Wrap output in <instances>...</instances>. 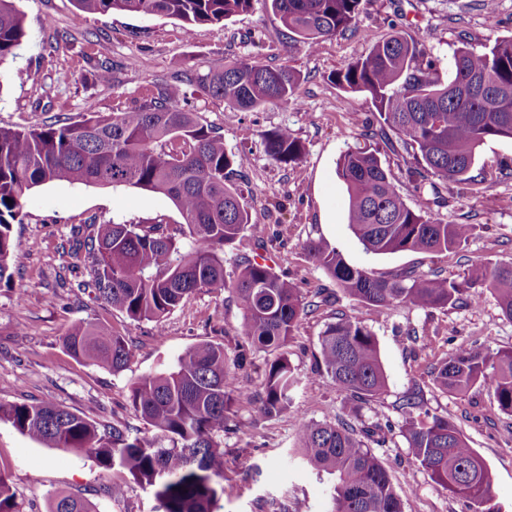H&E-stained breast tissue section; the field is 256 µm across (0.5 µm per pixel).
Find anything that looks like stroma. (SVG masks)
Returning <instances> with one entry per match:
<instances>
[{"mask_svg":"<svg viewBox=\"0 0 512 512\" xmlns=\"http://www.w3.org/2000/svg\"><path fill=\"white\" fill-rule=\"evenodd\" d=\"M27 38L15 57L0 63V126L30 128L57 120H80L87 106L104 114L134 108L155 84L188 73L202 75L226 60L256 58L301 74L298 102L251 112H228L224 104L195 91L188 108L223 135L225 149L246 154L247 167L230 177L241 186L252 223L224 248V277L234 281L242 258H261L295 288L330 304L305 316L287 352L299 379L290 412L258 416L252 401L272 353L248 346L240 333L242 310L227 290L201 292L170 313L163 330L136 322L96 299L86 284L92 259L71 252L72 227L84 224H150L182 217L165 195L137 188L52 183L25 197L27 216L14 225L13 285L0 288V401L50 403L108 424H136L127 401L139 376L173 369L189 347L211 341L224 346L228 363L246 362L240 380L250 392L232 408L224 431V496L216 512H328L334 478L308 469L296 448L297 417L332 422L351 404L315 365L319 338L344 313L359 318L375 335L387 389L365 409L369 423L392 425L374 452L388 470L407 512H469L466 504L433 484L415 465L400 433L398 403L421 390V411L448 418L469 440L493 475L501 512H512V416L484 390L466 396L442 393L430 374L460 344L512 348V320L496 298L485 294L474 307L422 309L395 305L377 310L349 297L306 257V242L335 247L351 266L387 277L405 270L461 275L481 265L512 262V139L491 138L478 149L475 183L449 184L440 218L469 224L466 244L453 252L387 255L365 253L347 224L348 200L336 176L347 149H378L407 203L417 195L401 154L367 138L375 122L370 96L348 93L331 77L367 52L371 43L396 31L426 40L439 83L452 75L457 48L476 51L495 38L512 36V0H499L488 16L482 0H361L356 28L320 41L316 48L291 39L267 0L220 24H205L186 36L180 20L130 13L90 15L74 23L75 0H21ZM109 60L114 78L102 82L98 64ZM285 128L304 146L298 163L272 160L264 147L268 131ZM102 322L124 336L133 360L115 373L73 358L63 345L79 321ZM431 337L415 345L411 332ZM0 472L9 481L20 512H49L63 493L92 502L96 512H158L151 490L131 477L103 470L84 454L45 448L0 422Z\"/></svg>","mask_w":512,"mask_h":512,"instance_id":"obj_1","label":"stroma"}]
</instances>
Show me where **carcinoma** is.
I'll use <instances>...</instances> for the list:
<instances>
[{
  "instance_id": "carcinoma-1",
  "label": "carcinoma",
  "mask_w": 512,
  "mask_h": 512,
  "mask_svg": "<svg viewBox=\"0 0 512 512\" xmlns=\"http://www.w3.org/2000/svg\"><path fill=\"white\" fill-rule=\"evenodd\" d=\"M18 0H0V63L16 54L26 37ZM253 0H76L75 20L89 14L126 12L169 16L187 33L247 12ZM274 17L296 38L315 47L356 25L360 0H270ZM430 48L396 32L336 72L346 92L367 93L378 110V126L366 135L412 157L408 179L419 198L409 206L378 152L344 151L336 174L348 196V226L363 249L376 255L442 253L458 249L470 224H447L434 206L448 183L474 182L477 148L496 137L512 139V37L497 38L483 52L453 55L445 85L433 78ZM187 83L224 102L227 112H248L297 100L300 75L257 61H226ZM187 91L166 84L133 110L109 117L87 111L76 122L30 129L0 127V284L10 286L14 260L12 226L24 223L26 192L48 183L134 187L167 196L183 223L98 224L90 238L91 283L98 298L133 321L162 326L186 297L231 289L243 310L241 332L251 346L276 353L267 364L256 407L262 417L290 409L297 380L285 348L314 301L272 268L241 261L238 278L224 279V245L251 223L242 193L229 175L244 169L247 155L228 152L224 137L186 108ZM266 153L280 164L297 163L301 142L286 128L268 132ZM308 258L349 296L383 309L393 304L445 308L477 304L496 295L512 320V262L464 276L404 271L390 277L347 264L333 247L310 241ZM76 359L119 372L131 350L125 337L92 321L74 324L63 340ZM319 371L345 393L361 419L365 407L387 387L378 342L359 319L340 315L324 330ZM445 393L484 389L512 415V349L485 351L460 345L434 368ZM241 387L226 362L224 345L201 342L179 356L170 372L142 376L130 386V406L148 428L133 432L106 425L50 404L0 402V421L12 424L45 448L86 453L103 468L126 473L153 491L161 512H214L224 496V436L227 414ZM420 392L406 395L401 433L409 454L441 490L465 502L470 512H499L493 503L491 470L446 417L412 416ZM298 453L307 467L335 476L329 512H404L403 501L369 442L381 426L357 428L345 420H300ZM0 512H17L8 479L0 472ZM50 512H95L69 495L54 499Z\"/></svg>"
}]
</instances>
